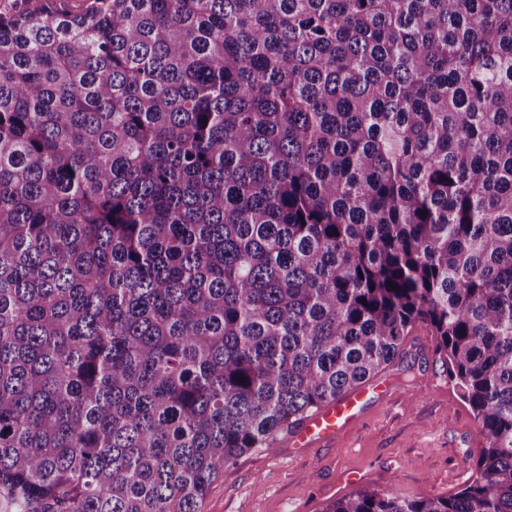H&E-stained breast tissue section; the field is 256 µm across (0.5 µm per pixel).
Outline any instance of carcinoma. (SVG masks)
Masks as SVG:
<instances>
[{
	"instance_id": "carcinoma-1",
	"label": "carcinoma",
	"mask_w": 512,
	"mask_h": 512,
	"mask_svg": "<svg viewBox=\"0 0 512 512\" xmlns=\"http://www.w3.org/2000/svg\"><path fill=\"white\" fill-rule=\"evenodd\" d=\"M418 325L475 476L323 512H512V0L0 13V512H201Z\"/></svg>"
}]
</instances>
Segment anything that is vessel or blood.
Listing matches in <instances>:
<instances>
[{"mask_svg": "<svg viewBox=\"0 0 512 512\" xmlns=\"http://www.w3.org/2000/svg\"><path fill=\"white\" fill-rule=\"evenodd\" d=\"M368 402L367 391L361 389L321 407L292 430L289 438L292 447L305 448L336 437L358 421Z\"/></svg>", "mask_w": 512, "mask_h": 512, "instance_id": "1", "label": "vessel or blood"}]
</instances>
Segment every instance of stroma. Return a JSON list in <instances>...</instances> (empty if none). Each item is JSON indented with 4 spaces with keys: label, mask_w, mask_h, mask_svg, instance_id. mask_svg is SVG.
Returning <instances> with one entry per match:
<instances>
[{
    "label": "stroma",
    "mask_w": 512,
    "mask_h": 512,
    "mask_svg": "<svg viewBox=\"0 0 512 512\" xmlns=\"http://www.w3.org/2000/svg\"><path fill=\"white\" fill-rule=\"evenodd\" d=\"M384 393L360 423L307 448L280 439L226 466L202 512H322L335 499L372 488L448 495L473 476L478 424L456 396L423 327L406 336L403 353L371 379ZM358 484H349V477Z\"/></svg>",
    "instance_id": "stroma-1"
}]
</instances>
